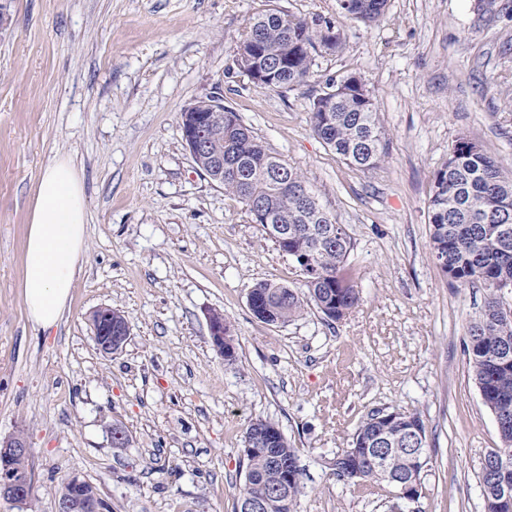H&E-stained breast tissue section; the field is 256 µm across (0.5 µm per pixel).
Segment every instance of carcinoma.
<instances>
[{"instance_id": "1", "label": "carcinoma", "mask_w": 512, "mask_h": 512, "mask_svg": "<svg viewBox=\"0 0 512 512\" xmlns=\"http://www.w3.org/2000/svg\"><path fill=\"white\" fill-rule=\"evenodd\" d=\"M387 0H336V15L348 19L374 21L385 11ZM343 43L331 23L322 25L297 19L269 8L251 18L237 44V64L248 76L265 72L263 89L298 87L311 77L315 54L338 52ZM198 111L180 113V125L201 121L212 144L224 148V161H233L238 173H224L219 187L238 198L252 221L259 219L253 204L267 206V231L275 224L288 228V238L276 240L278 248L292 257L304 275L305 292L286 285L260 281L248 294L254 316L267 324H286L299 317L305 303L314 302L329 320L337 321L359 302V291L345 276L350 241L335 226L305 177L274 154L244 125L236 112L211 100L196 102ZM313 132L345 163L361 170L375 168L387 150L373 97L365 83L354 75L330 79L310 106ZM430 246L446 257L441 271L461 285L480 284L486 290L484 305L468 328V355L472 378L485 395L484 404L495 405L509 415V424L499 432L502 449L512 451V307L507 295L494 283L512 284V174L483 150H473V142L460 137L448 159L434 173L428 201ZM335 230H330V227ZM390 418L382 411L367 415L359 424L351 447L338 454L333 471L347 482L373 481L400 489L424 466H414L401 451L405 443L417 441L427 447L425 424L417 413L393 410ZM382 431L391 441L384 468L378 470L363 461L372 453V435ZM257 438L259 450L245 455L244 478L238 489L237 512L249 499H263L264 512H293L304 492L301 472L288 482V491L279 492L283 475L273 463L298 460L278 426L257 419L248 424L245 443ZM14 471L32 472L30 458L0 455V476ZM485 512H512L494 491L483 488ZM59 499L96 501L103 512H111L92 483L72 475L60 484Z\"/></svg>"}]
</instances>
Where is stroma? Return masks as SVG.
I'll list each match as a JSON object with an SVG mask.
<instances>
[{
    "label": "stroma",
    "instance_id": "obj_1",
    "mask_svg": "<svg viewBox=\"0 0 512 512\" xmlns=\"http://www.w3.org/2000/svg\"><path fill=\"white\" fill-rule=\"evenodd\" d=\"M268 8L330 21L343 48L319 53L301 87H256L236 64L249 19ZM0 31V440L24 428L34 508L56 512L74 473L112 512H235L246 425H278L299 455L294 512H391V486L328 466L374 410L419 413L429 463L405 512H484L480 467L499 445L470 374L468 326L484 290L436 265L427 207L435 171L467 137L512 171V0H388L363 22L335 0H9ZM370 90L388 139L375 168L346 165L312 131L328 79ZM215 97L303 172L349 235L360 302L328 320L257 319L255 283L303 289L238 199L195 168L181 111ZM68 157L88 204L86 261L57 327L29 321L20 280L33 187ZM121 311L130 338L100 352L91 317ZM221 312L237 360L209 326ZM124 426L128 446L112 447Z\"/></svg>",
    "mask_w": 512,
    "mask_h": 512
}]
</instances>
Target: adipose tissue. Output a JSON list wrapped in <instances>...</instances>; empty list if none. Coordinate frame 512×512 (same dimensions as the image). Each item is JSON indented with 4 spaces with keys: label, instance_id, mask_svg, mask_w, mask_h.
I'll list each match as a JSON object with an SVG mask.
<instances>
[{
    "label": "adipose tissue",
    "instance_id": "1",
    "mask_svg": "<svg viewBox=\"0 0 512 512\" xmlns=\"http://www.w3.org/2000/svg\"><path fill=\"white\" fill-rule=\"evenodd\" d=\"M87 200L67 158L53 159L33 190L20 286L28 317L42 330L56 327L85 259Z\"/></svg>",
    "mask_w": 512,
    "mask_h": 512
}]
</instances>
